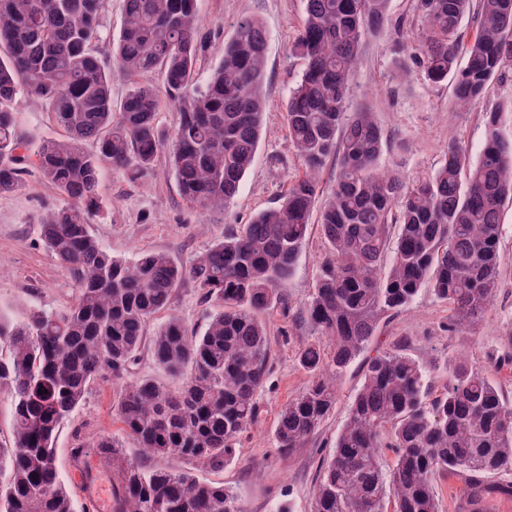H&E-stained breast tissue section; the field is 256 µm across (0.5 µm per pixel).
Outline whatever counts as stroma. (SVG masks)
<instances>
[{
	"label": "stroma",
	"mask_w": 512,
	"mask_h": 512,
	"mask_svg": "<svg viewBox=\"0 0 512 512\" xmlns=\"http://www.w3.org/2000/svg\"><path fill=\"white\" fill-rule=\"evenodd\" d=\"M304 15V0H202L200 25L211 34L212 61L220 60L225 40L242 18H257L265 30L267 110L255 160L224 215L203 213L183 197L166 156H159L153 168L136 180L124 171L104 168V203L90 228L114 258L130 261L153 250L188 264L225 230L277 205L289 184L301 176L285 111L288 93L304 69L303 60L291 52ZM420 25L417 0H390L388 24L362 40L361 61L348 91L349 111L370 107L387 138L380 167L410 180L437 168L450 138L461 140L471 156H478L485 139L484 111L512 101V65L499 73L481 106L469 112L454 111L451 83L430 82L419 66H412L408 79H400L398 64L409 60L410 35ZM17 130L32 140L64 133L51 113L30 99L18 107ZM23 179L22 191L0 196V314L15 322L29 308L59 311L74 298L67 271L44 247L38 231L41 217L67 199L36 169H28ZM502 224L500 288L485 315L473 325L449 328L451 306L430 288H422L408 308L381 321L362 357L341 377L331 414L304 447L288 454L277 448L274 431L281 408L308 383L298 364L299 351L311 338L303 307L323 254L320 226L312 224L295 272L282 290L288 306L269 315V375L259 395L260 417L239 437L233 461L220 471H199V478L224 483L237 495L244 512H279L283 507L288 512H312L320 466L331 455L336 434L362 385L364 359L395 348L429 368L432 393H440L446 383L444 365L463 356L479 364L505 399L512 401V366L494 361L495 355L512 354L511 206L505 208ZM172 309L188 335L204 330L210 307L194 282L184 281L177 288ZM117 387L108 376L95 381L59 430V471L72 493L74 512H110L111 478L106 466L93 454L76 462L71 449L76 440L89 442L118 433L112 416Z\"/></svg>",
	"instance_id": "stroma-1"
}]
</instances>
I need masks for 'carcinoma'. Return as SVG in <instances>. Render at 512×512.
Returning <instances> with one entry per match:
<instances>
[{
	"label": "carcinoma",
	"mask_w": 512,
	"mask_h": 512,
	"mask_svg": "<svg viewBox=\"0 0 512 512\" xmlns=\"http://www.w3.org/2000/svg\"><path fill=\"white\" fill-rule=\"evenodd\" d=\"M389 2L305 0L292 47L305 69L286 106L303 175L278 205L184 266L160 251L131 261L107 252L89 230L102 205L101 169L107 163L136 179L166 150L188 201L206 212L228 209L254 161L266 111L260 21L240 20L213 64L200 33L201 0H123L116 37L104 33L103 0H0V194L18 192L33 166L68 198L43 218L40 235L76 288L65 310L30 309L14 325L0 316L7 351L0 389L9 390L13 414L12 443L0 447V512H73L56 437L91 384L107 375L123 380L112 408L140 454L103 434L77 444L73 455L92 448L110 469L112 512H244L223 483L147 461L176 457L221 470L233 459L234 441L259 413L268 315L281 304L317 207L326 255L304 305L315 339L298 356L309 381L279 413L280 450L303 447L319 430L336 405L337 380L381 320L421 288L452 306L454 327L484 315L499 288L501 215L512 200V136L503 131L512 103L485 111L477 160L453 139L427 177L408 182L381 169L383 131L369 109L347 113V92L362 39L388 23ZM417 8L422 27L412 59L430 80H450L455 107L470 110L512 64V0H417ZM468 13L478 32L460 65ZM101 43L111 45L109 65ZM157 70L164 95L136 82L114 104V76ZM23 97L44 103L66 138L35 144L19 135ZM165 102L179 112L168 135L157 122ZM331 159L336 178L319 207L318 177ZM188 278L212 306L196 336L169 313ZM163 313L165 322L147 335ZM146 346L159 370L181 380L178 387L132 375ZM363 377L320 467L314 512H441L439 479H466L462 512H486L494 491L512 495V483H485L512 472V405L480 366L456 363L431 398L424 366L397 351L368 358Z\"/></svg>",
	"instance_id": "carcinoma-1"
}]
</instances>
